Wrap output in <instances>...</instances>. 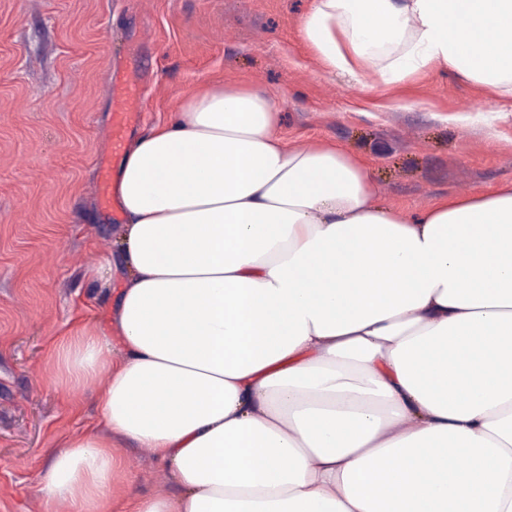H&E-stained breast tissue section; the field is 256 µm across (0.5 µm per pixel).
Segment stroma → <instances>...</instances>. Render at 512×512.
I'll use <instances>...</instances> for the list:
<instances>
[{
  "mask_svg": "<svg viewBox=\"0 0 512 512\" xmlns=\"http://www.w3.org/2000/svg\"><path fill=\"white\" fill-rule=\"evenodd\" d=\"M312 0H0V512H74L37 491L58 443L104 432L97 400L50 384L54 350L106 328L123 282L122 221L96 195L112 142L111 73L145 88L134 139L182 93L247 82L280 110L286 143L363 160L379 204L413 212L512 183V106L432 67L400 83L326 72L301 37ZM112 512L177 495L169 468L112 439Z\"/></svg>",
  "mask_w": 512,
  "mask_h": 512,
  "instance_id": "35a3bbf8",
  "label": "stroma"
}]
</instances>
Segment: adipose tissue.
<instances>
[{"label": "adipose tissue", "instance_id": "adipose-tissue-1", "mask_svg": "<svg viewBox=\"0 0 512 512\" xmlns=\"http://www.w3.org/2000/svg\"><path fill=\"white\" fill-rule=\"evenodd\" d=\"M302 35L356 81L439 66L512 99V0H313ZM278 113L199 85L131 142L112 327L50 377L108 369L110 435L67 440L40 495L111 512L115 433L180 488L136 512H512V184L406 214L342 147L284 144Z\"/></svg>", "mask_w": 512, "mask_h": 512}]
</instances>
